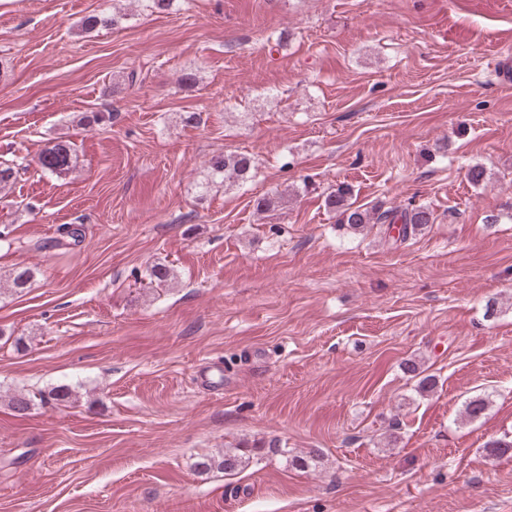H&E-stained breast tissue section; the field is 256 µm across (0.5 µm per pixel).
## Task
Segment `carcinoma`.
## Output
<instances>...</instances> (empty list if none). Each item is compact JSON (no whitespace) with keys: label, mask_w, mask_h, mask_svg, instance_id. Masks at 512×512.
Here are the masks:
<instances>
[{"label":"carcinoma","mask_w":512,"mask_h":512,"mask_svg":"<svg viewBox=\"0 0 512 512\" xmlns=\"http://www.w3.org/2000/svg\"><path fill=\"white\" fill-rule=\"evenodd\" d=\"M118 23L115 15L92 14L81 20V29L93 31L99 27H112ZM41 170L52 175L68 172L76 163V156L70 143L59 141L43 149L37 158ZM255 157L245 153L215 155L209 160V169L215 178H220L229 184L246 181L255 169ZM351 187L345 183L331 186L327 189L324 206L326 210L336 215V222L352 229H359L366 224H386L398 226L397 240L404 242L421 227L435 222L432 210L426 206L390 207L387 209L368 210L350 202ZM34 405V397L26 393H14L9 396V406L17 414H24ZM489 405L488 398L476 395L465 403L464 416L469 421L480 418ZM253 448H227L224 454L215 458L202 456L195 463V469L209 472L216 468L231 475L246 466L253 459ZM322 457L316 450L305 455L291 457L292 466L299 469H315L321 464Z\"/></svg>","instance_id":"cac0c4a2"}]
</instances>
